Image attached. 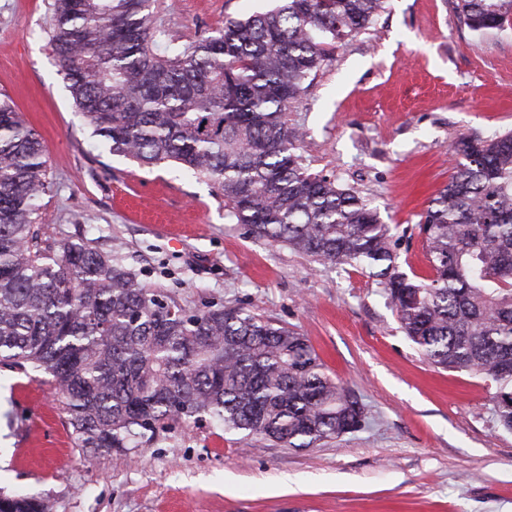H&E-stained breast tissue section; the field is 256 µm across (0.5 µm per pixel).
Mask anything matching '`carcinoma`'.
Wrapping results in <instances>:
<instances>
[{"mask_svg":"<svg viewBox=\"0 0 512 512\" xmlns=\"http://www.w3.org/2000/svg\"><path fill=\"white\" fill-rule=\"evenodd\" d=\"M383 4L276 0L161 54L152 0H54L51 41L99 149L172 162L211 182L254 236L367 270L429 362L494 385L496 422L512 432V133L453 145L462 162L418 221L421 277L397 265L376 209L305 167L288 125L307 79ZM456 11L479 35L512 24V0ZM46 172L39 134L0 97V366L46 374L85 459L207 418L295 449L361 425L358 401L294 330L217 304L189 312L91 242L43 239ZM0 512L52 504L0 493Z\"/></svg>","mask_w":512,"mask_h":512,"instance_id":"cac0c4a2","label":"carcinoma"}]
</instances>
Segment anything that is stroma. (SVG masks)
Here are the masks:
<instances>
[{"mask_svg":"<svg viewBox=\"0 0 512 512\" xmlns=\"http://www.w3.org/2000/svg\"><path fill=\"white\" fill-rule=\"evenodd\" d=\"M51 4L0 0V93L47 159L44 238L92 241L187 309L217 303L288 326L357 397L365 424L296 450L206 420L88 462L40 374L0 368V492L49 499L53 512H512V433L497 427L493 386L425 359L361 268L256 238L175 164L97 149L58 72ZM268 5L155 0L153 12L181 43ZM288 122L305 165L392 226L401 270L428 275L417 222L454 171L453 143L512 131V26L479 36L455 0H387L309 78Z\"/></svg>","mask_w":512,"mask_h":512,"instance_id":"35a3bbf8","label":"stroma"}]
</instances>
